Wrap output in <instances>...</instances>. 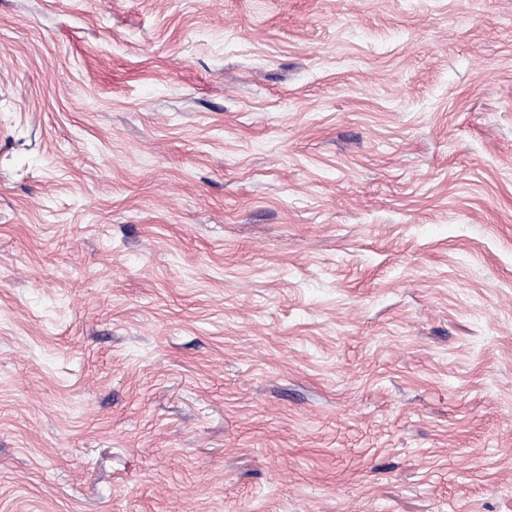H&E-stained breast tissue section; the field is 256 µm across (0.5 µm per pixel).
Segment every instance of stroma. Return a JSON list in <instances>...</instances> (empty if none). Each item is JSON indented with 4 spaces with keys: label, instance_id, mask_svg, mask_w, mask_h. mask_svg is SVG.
I'll use <instances>...</instances> for the list:
<instances>
[{
    "label": "stroma",
    "instance_id": "stroma-1",
    "mask_svg": "<svg viewBox=\"0 0 512 512\" xmlns=\"http://www.w3.org/2000/svg\"><path fill=\"white\" fill-rule=\"evenodd\" d=\"M0 512H512V0H0Z\"/></svg>",
    "mask_w": 512,
    "mask_h": 512
}]
</instances>
